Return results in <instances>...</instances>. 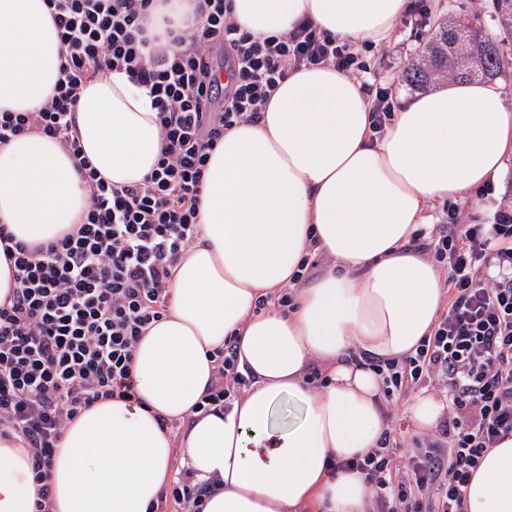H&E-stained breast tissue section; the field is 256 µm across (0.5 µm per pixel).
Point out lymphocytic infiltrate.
<instances>
[{"instance_id":"f902f5d3","label":"lymphocytic infiltrate","mask_w":512,"mask_h":512,"mask_svg":"<svg viewBox=\"0 0 512 512\" xmlns=\"http://www.w3.org/2000/svg\"><path fill=\"white\" fill-rule=\"evenodd\" d=\"M151 0H47L64 53L56 92L35 112H0V144L38 132L66 149L89 190L81 222L49 243L0 229V255L16 286L0 302V437L20 441L50 512L49 472L67 424L97 401L135 399L133 353L166 312L173 269L200 235L198 206L210 150L226 131L256 122L277 87L304 66L356 79L382 134L397 106L379 79L372 48L308 21L260 38L233 17V0H196L193 22L156 43L144 22ZM234 80L221 84L219 66ZM125 71L152 99L161 140L155 169L116 186L92 167L73 131L80 91L95 75ZM447 269L448 308L413 355L370 359L386 403L433 384L448 392V419L425 452L398 456L396 439L348 462L363 475L376 512H464V492L486 452L512 435V208L493 223L440 226L419 241ZM216 382L202 410L223 406L246 379L233 341L214 353ZM209 484L181 471L155 512L169 504L203 512Z\"/></svg>"}]
</instances>
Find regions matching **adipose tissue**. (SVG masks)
I'll return each mask as SVG.
<instances>
[{
	"label": "adipose tissue",
	"instance_id": "adipose-tissue-1",
	"mask_svg": "<svg viewBox=\"0 0 512 512\" xmlns=\"http://www.w3.org/2000/svg\"><path fill=\"white\" fill-rule=\"evenodd\" d=\"M408 3L234 0V18L260 37L306 18L339 39L383 45ZM61 54L46 0H0V112L50 100ZM75 115L84 155L112 184L155 168L156 111L126 74L87 81ZM370 123L358 82L304 67L259 122L225 132L201 185L199 239L177 264L165 315L134 350L139 399L98 401L66 424L51 512H152L177 462L196 481L220 479L203 512H374L362 475L330 468L376 447L387 428L381 381L364 358L401 359L430 333L441 272L408 243L431 232L426 203L466 200L501 176L512 107L500 84L451 82L395 110L381 137ZM87 204L56 140L32 132L0 145V225L16 240H56ZM317 250L332 264L293 306L257 310ZM228 338L251 383L229 407L196 412ZM314 367L319 388L306 380ZM38 495L26 448L0 441V512H35ZM465 512H512V436L473 474Z\"/></svg>",
	"mask_w": 512,
	"mask_h": 512
}]
</instances>
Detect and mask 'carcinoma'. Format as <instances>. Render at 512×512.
Listing matches in <instances>:
<instances>
[{
	"instance_id": "obj_1",
	"label": "carcinoma",
	"mask_w": 512,
	"mask_h": 512,
	"mask_svg": "<svg viewBox=\"0 0 512 512\" xmlns=\"http://www.w3.org/2000/svg\"><path fill=\"white\" fill-rule=\"evenodd\" d=\"M487 9L496 33L460 19L440 23L424 54L405 72L407 84L419 90L444 79L482 81L505 75L512 68V0H491Z\"/></svg>"
}]
</instances>
